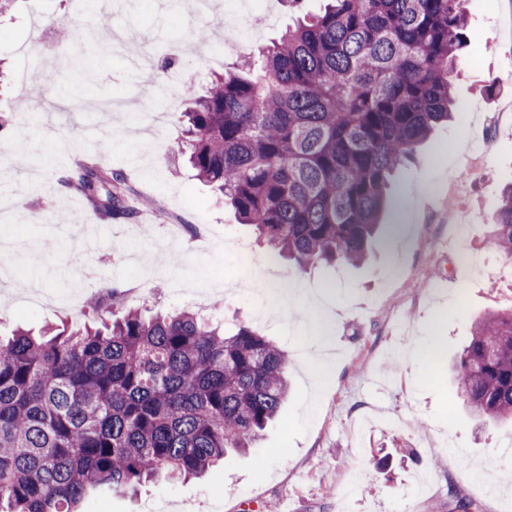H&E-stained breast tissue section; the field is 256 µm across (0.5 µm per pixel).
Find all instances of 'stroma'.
I'll use <instances>...</instances> for the list:
<instances>
[{
	"mask_svg": "<svg viewBox=\"0 0 512 512\" xmlns=\"http://www.w3.org/2000/svg\"><path fill=\"white\" fill-rule=\"evenodd\" d=\"M216 17L203 23L169 0H11L0 12V243L18 237L37 247L23 261L30 277L54 296L98 284L147 296L141 309L197 312L245 324L288 353V400L256 448L231 454L203 477L159 480L135 494L87 498L81 512H451L455 496L474 512H512V497L498 493L512 463L501 461L512 425H485L458 401L450 362L466 345L476 319L512 308V282L499 273L490 234L501 191L512 184V30L502 4L468 0V24L451 84L457 111L420 147V160L399 169L393 195L410 218L399 243L390 228L372 242L367 260L298 270L277 261V279L296 280L300 294L288 305L254 314L250 303L219 288L236 270L235 254L215 247L204 255L187 241L158 254L112 222L99 254L111 261L100 278L75 268L61 226L102 223L80 192L61 181L89 157L124 172L126 202L138 224H210L237 240L263 275L268 248L213 191L170 151L177 135L159 129L137 134L140 118L175 97L186 110L215 76L276 40L297 12H318L323 0L293 10L287 0H255L245 28L224 29L219 16L238 0H214ZM136 31L132 41L150 52L152 81L127 47L89 35L76 55L94 60L89 71L71 70L58 39L60 24L85 28L106 16ZM14 291L0 292V333L16 326L40 330L49 323L95 322L86 307L57 305L37 313L20 309ZM327 304L333 374L316 383L299 355L314 299ZM439 339L431 349L427 337Z\"/></svg>",
	"mask_w": 512,
	"mask_h": 512,
	"instance_id": "stroma-1",
	"label": "stroma"
}]
</instances>
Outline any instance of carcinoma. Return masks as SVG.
<instances>
[{"mask_svg": "<svg viewBox=\"0 0 512 512\" xmlns=\"http://www.w3.org/2000/svg\"><path fill=\"white\" fill-rule=\"evenodd\" d=\"M465 0H329L181 113L187 155L242 223L305 270L361 264L399 166L451 118ZM66 184L126 214L119 170ZM491 244L512 261V186ZM92 308L97 325L0 341V512H79L99 492L198 476L250 447L288 395V354L241 325L187 311ZM478 419L512 424V310L475 323L454 364Z\"/></svg>", "mask_w": 512, "mask_h": 512, "instance_id": "obj_1", "label": "carcinoma"}]
</instances>
